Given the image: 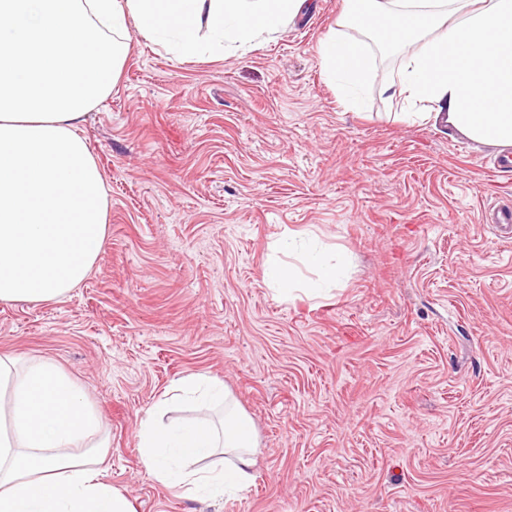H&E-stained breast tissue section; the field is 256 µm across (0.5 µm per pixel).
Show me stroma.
<instances>
[{"label": "stroma", "mask_w": 512, "mask_h": 512, "mask_svg": "<svg viewBox=\"0 0 512 512\" xmlns=\"http://www.w3.org/2000/svg\"><path fill=\"white\" fill-rule=\"evenodd\" d=\"M344 0H309L272 40L198 62L129 29L83 136L109 222L87 279L0 303V354L54 360L110 436L107 482L135 512H512V203L498 147L401 121L399 57L367 49L360 106L318 44ZM350 257L311 299L264 281L283 234ZM224 382L259 437L237 498L144 473L140 420L172 382Z\"/></svg>", "instance_id": "1"}]
</instances>
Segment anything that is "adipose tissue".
<instances>
[{
	"mask_svg": "<svg viewBox=\"0 0 512 512\" xmlns=\"http://www.w3.org/2000/svg\"><path fill=\"white\" fill-rule=\"evenodd\" d=\"M308 0H0V302L46 303L79 286L100 258L109 199L82 134L88 114L122 71L136 26L182 59L278 34ZM345 28L366 29L400 56L394 99L427 106L469 138L512 147V0H347ZM336 90L362 85L361 40L344 31L319 46ZM278 249L318 267L298 280L293 265L265 272L274 298L320 295L340 263L313 239L290 234ZM202 416L164 421L160 398L140 422L146 474L184 498L212 500L254 480L252 420L222 381L204 374L171 386ZM109 440L84 391L58 365H21L0 355V512H134L104 480Z\"/></svg>",
	"mask_w": 512,
	"mask_h": 512,
	"instance_id": "ef3b65f1",
	"label": "adipose tissue"
}]
</instances>
